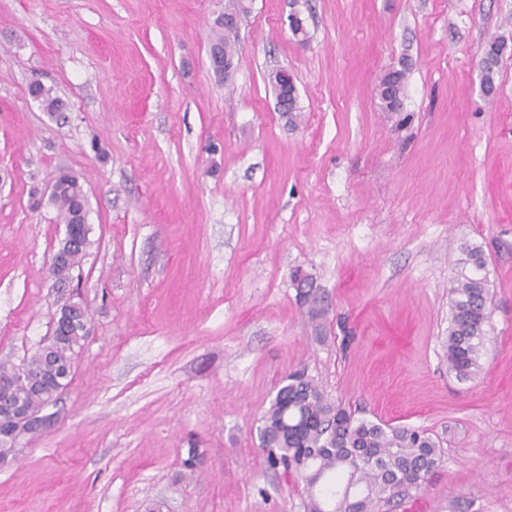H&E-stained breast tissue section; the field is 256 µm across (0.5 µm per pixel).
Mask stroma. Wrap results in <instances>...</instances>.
<instances>
[{
    "label": "stroma",
    "instance_id": "obj_1",
    "mask_svg": "<svg viewBox=\"0 0 512 512\" xmlns=\"http://www.w3.org/2000/svg\"><path fill=\"white\" fill-rule=\"evenodd\" d=\"M229 5L0 0V365L50 338L69 295L51 273L59 169L91 228L73 273L89 334L52 427L0 459V512H307L258 450L301 369L439 445L391 512H512V0H251L223 80L210 46ZM403 62V109L383 111L379 80ZM279 67L293 120L267 81ZM36 81L65 111L30 97ZM466 242L492 287L483 368L462 381L448 288ZM506 45L500 40H489L482 48L480 68L482 73V86L486 95L495 91L494 73L499 66L502 53Z\"/></svg>",
    "mask_w": 512,
    "mask_h": 512
}]
</instances>
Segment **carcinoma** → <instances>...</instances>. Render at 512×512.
I'll return each instance as SVG.
<instances>
[{
	"label": "carcinoma",
	"mask_w": 512,
	"mask_h": 512,
	"mask_svg": "<svg viewBox=\"0 0 512 512\" xmlns=\"http://www.w3.org/2000/svg\"><path fill=\"white\" fill-rule=\"evenodd\" d=\"M237 38V26L226 24L216 33L212 49L221 51L230 62L237 54ZM504 49L505 43L496 39L482 48L480 68L487 95L495 91L494 73ZM407 70L403 63L380 78L377 96L385 111L402 109ZM29 93L48 112L65 109L53 88L40 82L32 83ZM49 200L62 223L78 227L81 235L79 245H61L64 258L52 268L57 282L63 284L91 245L88 202L78 177L69 171L59 172ZM457 266V277L448 291V370L465 380L482 369L491 282L478 245H464ZM302 301L308 305L311 320L324 315L322 299L314 288L302 292ZM58 310L70 316L61 335L39 346L20 365L0 366V399L20 403L31 416L40 413L47 401L57 400L69 384L77 349L87 336V311L81 303L68 298ZM260 421V447L268 466L304 482L308 512H382L400 489L419 487L441 463L440 449L424 430L358 418L329 399L303 372L281 380ZM32 432L0 410V459L17 451L20 437Z\"/></svg>",
	"instance_id": "1"
}]
</instances>
